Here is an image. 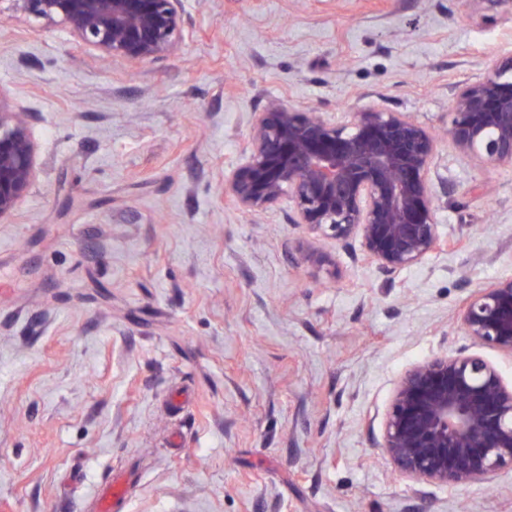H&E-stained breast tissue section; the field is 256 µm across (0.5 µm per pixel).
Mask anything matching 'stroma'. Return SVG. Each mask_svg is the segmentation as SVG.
<instances>
[{
    "mask_svg": "<svg viewBox=\"0 0 512 512\" xmlns=\"http://www.w3.org/2000/svg\"><path fill=\"white\" fill-rule=\"evenodd\" d=\"M168 55L101 59L0 0V106L35 179L0 219V512H512V470L448 489L379 448L400 376L470 347V286L512 277V166L434 159L446 245L384 276L224 196L254 113L377 107L448 127L512 56V0H183ZM127 491V481L122 477L114 476L97 497L96 511L112 512L114 504L124 500Z\"/></svg>",
    "mask_w": 512,
    "mask_h": 512,
    "instance_id": "35a3bbf8",
    "label": "stroma"
}]
</instances>
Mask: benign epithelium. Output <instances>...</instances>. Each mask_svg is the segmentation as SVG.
I'll list each match as a JSON object with an SVG mask.
<instances>
[{
	"instance_id": "benign-epithelium-1",
	"label": "benign epithelium",
	"mask_w": 512,
	"mask_h": 512,
	"mask_svg": "<svg viewBox=\"0 0 512 512\" xmlns=\"http://www.w3.org/2000/svg\"><path fill=\"white\" fill-rule=\"evenodd\" d=\"M31 17L61 22L103 57L143 61L183 40L181 0H19ZM448 137L464 158L512 165V60L461 85ZM438 138L403 112H351L336 123L271 100L255 114L241 162L224 180L235 206L264 212L286 199L290 222L346 242L390 276L442 243L433 161ZM34 145L19 112L0 107V219L33 184ZM463 335L512 356V277L468 291ZM400 474L456 488L512 468V383L478 352L435 355L396 382L378 443Z\"/></svg>"
}]
</instances>
